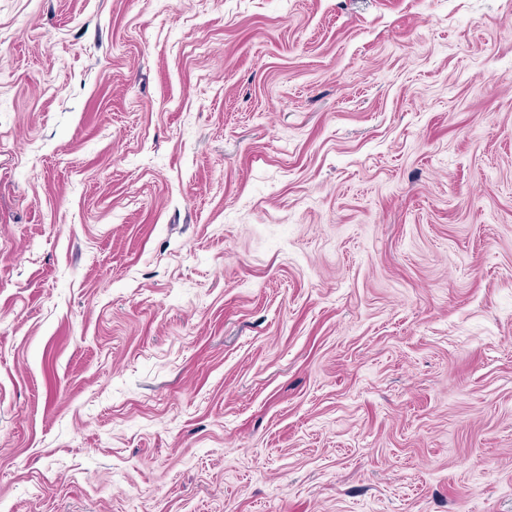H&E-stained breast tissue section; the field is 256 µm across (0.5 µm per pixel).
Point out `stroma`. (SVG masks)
<instances>
[{
    "mask_svg": "<svg viewBox=\"0 0 512 512\" xmlns=\"http://www.w3.org/2000/svg\"><path fill=\"white\" fill-rule=\"evenodd\" d=\"M0 512H512V0H0Z\"/></svg>",
    "mask_w": 512,
    "mask_h": 512,
    "instance_id": "obj_1",
    "label": "stroma"
}]
</instances>
